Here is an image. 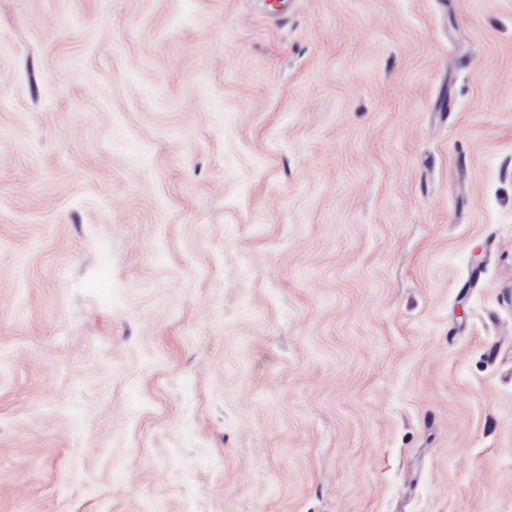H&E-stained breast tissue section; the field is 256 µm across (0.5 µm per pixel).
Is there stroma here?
I'll use <instances>...</instances> for the list:
<instances>
[{"mask_svg":"<svg viewBox=\"0 0 512 512\" xmlns=\"http://www.w3.org/2000/svg\"><path fill=\"white\" fill-rule=\"evenodd\" d=\"M512 512V0H0V512Z\"/></svg>","mask_w":512,"mask_h":512,"instance_id":"35a3bbf8","label":"stroma"}]
</instances>
